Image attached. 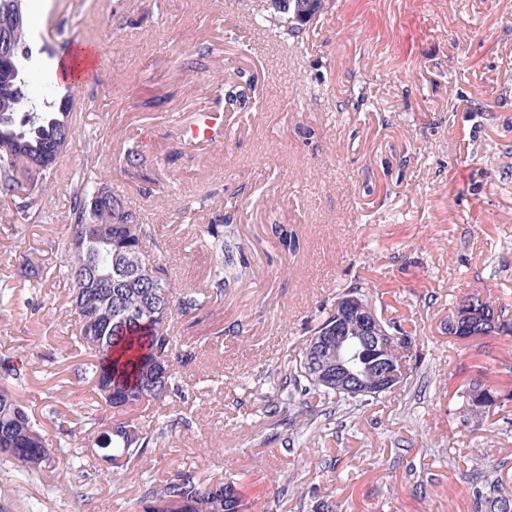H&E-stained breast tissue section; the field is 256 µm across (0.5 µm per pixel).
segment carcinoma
<instances>
[{
    "mask_svg": "<svg viewBox=\"0 0 512 512\" xmlns=\"http://www.w3.org/2000/svg\"><path fill=\"white\" fill-rule=\"evenodd\" d=\"M12 0H0V55L10 56V65H0V198H11L24 217L44 212L49 183L57 164L71 149L77 134L73 113L66 101L38 104L30 97L20 59L28 53V28L12 23ZM107 157L71 175L69 209L65 229L69 251L64 273L72 288V309L77 314L76 340L98 352L90 363L87 380L107 406L114 409L105 428L97 423L85 429L90 445H103L112 455L108 474L120 476L147 461L148 449L158 445L164 432L149 431L131 413L180 395L179 381L171 373L174 355L191 360L192 347L182 346L170 332L174 314L188 315L202 307L200 297L220 299L224 289L249 276L248 266L234 260L236 225L216 211L207 224L198 227L211 251L213 276L207 291L177 290L168 281V252L157 246L151 224H130L122 199L103 176ZM46 166L35 181L26 179L28 166ZM152 258L162 273L159 279L138 276L146 258ZM336 315L328 313L300 347L293 370L282 386L292 384L305 394L315 393L326 403L350 399L336 393V381H317L313 337L335 326ZM467 409L482 415L489 406L512 393L475 382L462 395ZM58 455L47 443L27 410L12 392L0 388V456L10 458L27 473L41 470ZM475 512H501L509 499L499 481L485 478L472 488ZM239 497L230 483L204 482L193 474L149 483L131 503V512H241Z\"/></svg>",
    "mask_w": 512,
    "mask_h": 512,
    "instance_id": "1",
    "label": "carcinoma"
}]
</instances>
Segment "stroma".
Instances as JSON below:
<instances>
[{
  "label": "stroma",
  "mask_w": 512,
  "mask_h": 512,
  "mask_svg": "<svg viewBox=\"0 0 512 512\" xmlns=\"http://www.w3.org/2000/svg\"><path fill=\"white\" fill-rule=\"evenodd\" d=\"M269 0H27L24 62L34 98L60 42L97 19L101 62L75 96L79 135L36 222L0 200V386L60 453L28 474L0 458V512H130L150 480L180 473L235 484L245 512H474L480 472L512 496V402L473 416L474 379L512 387V336L460 340L448 316L477 292L512 310V0H345L292 35ZM247 100L228 111L225 82ZM224 111L222 147L170 160L176 130ZM126 207L154 225L180 287L205 281L194 236L223 210L248 280L177 317L196 357L183 397L142 468L109 478L79 432L106 418L77 371L63 271L70 177L89 140ZM142 142L145 172L127 169ZM43 277H18L19 265ZM358 287L412 340L406 384L336 405L315 438L293 433L303 394L270 401L303 339ZM15 377H8V370Z\"/></svg>",
  "instance_id": "stroma-1"
}]
</instances>
